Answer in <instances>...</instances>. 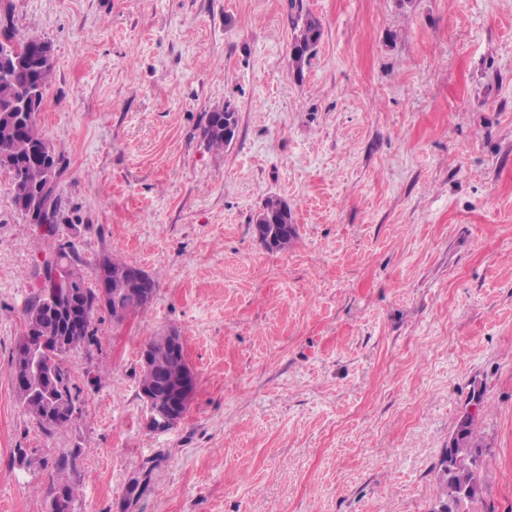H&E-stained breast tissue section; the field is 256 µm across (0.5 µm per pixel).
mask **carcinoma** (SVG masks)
<instances>
[{
  "label": "carcinoma",
  "mask_w": 512,
  "mask_h": 512,
  "mask_svg": "<svg viewBox=\"0 0 512 512\" xmlns=\"http://www.w3.org/2000/svg\"><path fill=\"white\" fill-rule=\"evenodd\" d=\"M290 10L295 12L292 18L295 34L290 44L289 62L291 71L303 76L305 68L309 67L316 54L318 45L323 37V27L320 21L309 13L303 12L299 0H289ZM26 42L27 58L25 63L10 74L0 73V114L9 112L16 114L15 104L20 96H28L31 106L26 117L19 122V129L10 133L0 129V156L9 155L13 158V168L10 172L13 201L16 207L37 225L46 224L49 229L46 236L56 234L60 221L58 198L52 197V191L45 190L48 183V172L37 158V149L51 151L52 157L62 159L56 154L53 145L46 139L37 120L44 94L53 75L54 62H41L40 54L52 51L51 44L33 33L22 34ZM231 108L226 103L207 114L202 126V139L209 148L221 150L228 143L224 136V113ZM292 215L288 204L278 197L269 196L256 214L253 224L263 237L266 249L270 252H280L297 235L295 225L291 224ZM74 243L69 241L61 245L55 253L52 264L64 270L83 290L81 295L82 325L77 333L68 334L69 320L59 312V305L66 298L63 289L59 288L52 278L48 267H43V280L33 300L28 304L24 313L25 330L31 332L36 340L45 342V347L37 349L39 358L37 364L48 370H53L58 379L57 386L49 390L45 387L34 389L26 399L20 400L24 411L32 418L36 417V409L51 403L52 394L73 393L74 387L68 372L63 368L65 356L95 340V332L91 327L92 314L98 309L96 305V289L90 287L86 277L74 264ZM108 276L119 286L111 299V306L120 307L130 313L144 311L149 302L136 287L124 281V272L129 264L104 259ZM70 335L66 346L57 348V342L65 335ZM171 365L170 360L147 363L141 362L140 384L154 382L157 385V404L161 408L168 407L169 390L162 381L161 371ZM474 416L467 414L459 422L457 431L444 449L441 461V481L443 496L441 504L446 512H464V504L473 501L480 489V473L477 464L479 452L478 442L473 430ZM69 465L66 456L57 462V482L50 487V502L64 498L65 507L58 512H71L75 504L77 490L63 473Z\"/></svg>",
  "instance_id": "carcinoma-1"
}]
</instances>
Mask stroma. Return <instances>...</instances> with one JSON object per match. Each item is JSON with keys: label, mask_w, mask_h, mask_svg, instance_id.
Listing matches in <instances>:
<instances>
[{"label": "stroma", "mask_w": 512, "mask_h": 512, "mask_svg": "<svg viewBox=\"0 0 512 512\" xmlns=\"http://www.w3.org/2000/svg\"><path fill=\"white\" fill-rule=\"evenodd\" d=\"M323 38L289 67V0H0L50 42L39 123L64 158L42 238L0 171V512H432L472 391L481 488L512 512V0H303ZM238 132L206 149L207 112ZM270 196L297 227L267 251ZM80 224L71 234L68 223ZM139 266L155 299L64 365L44 431L12 386L42 261ZM183 338L184 419L148 431L151 336ZM291 221L288 204L278 197L270 196L264 200L253 220L254 232H260L268 251L280 252L287 249L297 235V229ZM69 465V459L67 456H62L57 462V482L52 483L49 491L50 495V511L51 505L62 495L64 497L65 507L60 508L57 512H71V507H74L75 499L77 497V490L73 484H71L63 473ZM73 512V511H72Z\"/></svg>", "instance_id": "obj_1"}]
</instances>
